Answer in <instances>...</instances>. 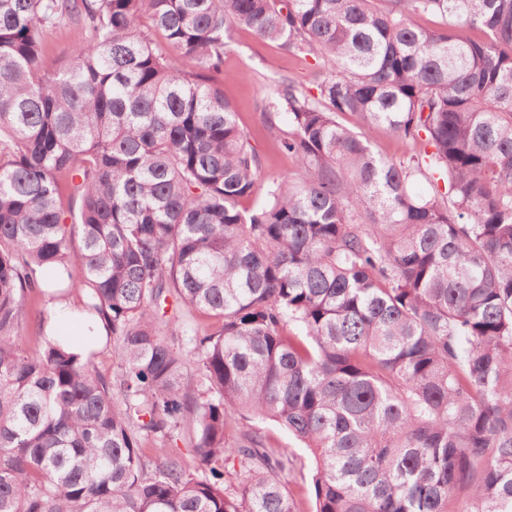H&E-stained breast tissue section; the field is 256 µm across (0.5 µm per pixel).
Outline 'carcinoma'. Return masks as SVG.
I'll return each mask as SVG.
<instances>
[{
    "mask_svg": "<svg viewBox=\"0 0 512 512\" xmlns=\"http://www.w3.org/2000/svg\"><path fill=\"white\" fill-rule=\"evenodd\" d=\"M235 26L318 61L261 97L299 171L252 209ZM40 272L113 377L23 347ZM254 418L313 512H512V0H0V512H301ZM45 36L47 51L42 68L54 72L68 63L70 47L82 37V30L74 25L54 26L46 29ZM363 132L378 154L398 158L409 152L407 146L395 137L385 135L374 129H365ZM259 425L264 427L266 430L273 432L277 437L280 446L285 448L288 451V454H292L294 457H297L294 466L284 475V481L287 487L300 500L301 510L309 511L311 504L309 499L308 461L305 450L303 448H299L297 442H295L286 431L276 427L272 423L267 422ZM303 462L306 464L305 467H303Z\"/></svg>",
    "mask_w": 512,
    "mask_h": 512,
    "instance_id": "cac0c4a2",
    "label": "carcinoma"
}]
</instances>
